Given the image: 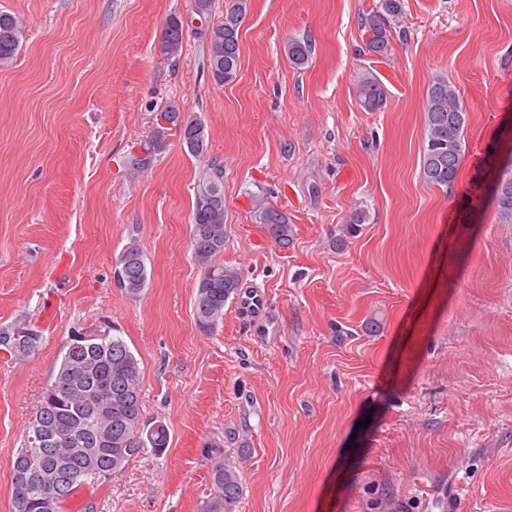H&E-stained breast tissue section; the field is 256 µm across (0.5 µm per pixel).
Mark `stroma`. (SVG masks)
<instances>
[{"label":"stroma","mask_w":512,"mask_h":512,"mask_svg":"<svg viewBox=\"0 0 512 512\" xmlns=\"http://www.w3.org/2000/svg\"><path fill=\"white\" fill-rule=\"evenodd\" d=\"M193 0H0L26 23L0 67V325L43 336L0 350V512L11 464L74 330L122 337L141 368L145 452L67 502L78 512H199L215 459L240 512H512V223L487 199L512 153V0H403L386 55L363 52L380 0H248L240 68L214 83ZM183 46L159 52L169 16ZM307 38L295 70L284 45ZM375 73L386 107L362 110ZM448 80L468 121L451 188L420 170L427 92ZM205 123L207 159L177 132L152 168L128 159L167 102ZM224 167L221 262L265 291L273 340L227 305L198 330L191 248L208 160ZM288 213L283 248L256 216ZM368 215L344 248L350 213ZM143 253L137 299L113 269ZM377 319L378 333L364 330ZM355 97L367 111H378L385 107L388 91L377 75L368 71L356 83ZM20 320L9 326L0 327V349L9 352L17 360L24 361L38 349L43 336L39 331ZM17 333L18 338L14 337Z\"/></svg>","instance_id":"35a3bbf8"}]
</instances>
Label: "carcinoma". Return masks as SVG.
Wrapping results in <instances>:
<instances>
[{"instance_id":"carcinoma-1","label":"carcinoma","mask_w":512,"mask_h":512,"mask_svg":"<svg viewBox=\"0 0 512 512\" xmlns=\"http://www.w3.org/2000/svg\"><path fill=\"white\" fill-rule=\"evenodd\" d=\"M248 0H224V20L208 30L209 71L217 84L232 81L239 70L240 28ZM403 12L402 0H380L379 9L367 14L361 23L365 49L384 55L390 44L391 25ZM24 26L11 14L0 13V65L9 64L22 47ZM183 45V21L170 16L164 26L160 53L177 56ZM285 55L291 67L308 64L312 43L290 39ZM355 97L367 111L385 107L388 91L377 75L365 73L356 83ZM161 117L178 131L185 151L197 158L209 152V133L196 117L182 113L177 102L168 103ZM467 109L456 88L439 79L428 89L425 106V138L421 156L423 179L447 187L453 183L463 157V131ZM167 128L156 126L150 141L142 147L144 157H132L130 165L139 171L153 166L166 147ZM223 165L214 161L199 181L192 217L191 246L194 261L201 268V279L194 304L199 331L209 333L224 320V308L242 284V272L215 262L224 251ZM492 204L499 217L512 222V155L501 163ZM259 223L279 246L290 245L293 224L288 213L261 204ZM114 281L128 297L136 298L148 281V270L140 250L131 246L116 260ZM42 341L39 331L23 321L0 327V349L20 361L33 355ZM141 369L135 354L120 336L99 337L84 349L66 344L57 373L46 387L31 422V431L44 418L51 419L62 434L52 448L34 442L19 449L11 473L25 468L35 476V484L21 492L12 486V512H65L64 504L82 488L106 480L130 461L149 450L164 453L169 438L164 425L143 429ZM212 492L201 512H240L243 486L235 467L218 459L211 470Z\"/></svg>"}]
</instances>
